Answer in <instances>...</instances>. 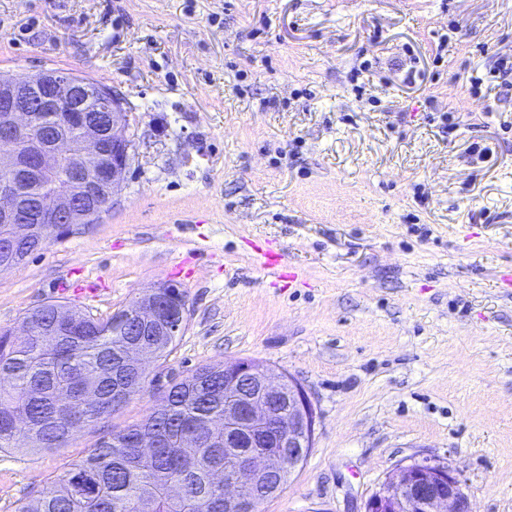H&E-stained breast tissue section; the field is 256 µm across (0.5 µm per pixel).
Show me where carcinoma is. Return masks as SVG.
<instances>
[{
    "label": "carcinoma",
    "mask_w": 512,
    "mask_h": 512,
    "mask_svg": "<svg viewBox=\"0 0 512 512\" xmlns=\"http://www.w3.org/2000/svg\"><path fill=\"white\" fill-rule=\"evenodd\" d=\"M133 301L107 318L78 311L79 323L61 329L44 304L23 318L28 335L0 330V452L23 443L39 451L66 447L77 431L118 411L148 384L145 370L132 371V337L121 319ZM224 415V364H207L174 383L163 403L139 423L102 439L48 494L22 502L16 512H258L263 495L224 507L215 472L231 468L224 435L203 425ZM155 435L153 448H134Z\"/></svg>",
    "instance_id": "carcinoma-1"
}]
</instances>
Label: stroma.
<instances>
[{"label": "stroma", "instance_id": "35a3bbf8", "mask_svg": "<svg viewBox=\"0 0 512 512\" xmlns=\"http://www.w3.org/2000/svg\"><path fill=\"white\" fill-rule=\"evenodd\" d=\"M502 57L512 0H0V75L107 84L134 144L97 223L0 274V329L46 303L104 318L162 283L188 310L147 391L68 447L0 453V512L172 381L242 360L290 374L317 414L258 512H364L424 457L474 512H512V98L474 124L469 82ZM266 244L294 282L263 268Z\"/></svg>", "mask_w": 512, "mask_h": 512}]
</instances>
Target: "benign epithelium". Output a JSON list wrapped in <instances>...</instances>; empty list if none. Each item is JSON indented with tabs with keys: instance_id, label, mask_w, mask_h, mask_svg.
I'll use <instances>...</instances> for the list:
<instances>
[{
	"instance_id": "1",
	"label": "benign epithelium",
	"mask_w": 512,
	"mask_h": 512,
	"mask_svg": "<svg viewBox=\"0 0 512 512\" xmlns=\"http://www.w3.org/2000/svg\"><path fill=\"white\" fill-rule=\"evenodd\" d=\"M122 99L109 87L47 70L0 78V224L13 232L0 241V267L16 268L27 255L17 243L40 245L82 224L95 223L112 204L132 160ZM54 184L36 202L35 183ZM187 321L185 300L167 313L153 294L139 300L141 330L179 336ZM224 447L286 448L288 457H241L224 474V502L235 501L258 480L288 469L293 474L314 445L315 411L304 388L289 374L255 361L224 364ZM365 512H472L458 478L445 463L414 460L398 467L366 501Z\"/></svg>"
}]
</instances>
